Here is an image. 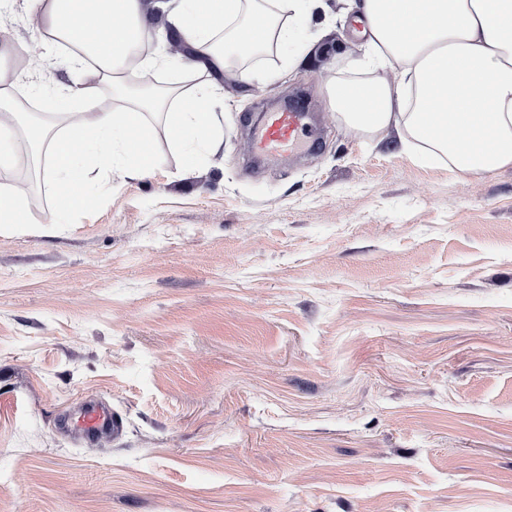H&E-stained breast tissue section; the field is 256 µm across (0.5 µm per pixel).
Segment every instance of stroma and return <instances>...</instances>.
Here are the masks:
<instances>
[{
	"instance_id": "35a3bbf8",
	"label": "stroma",
	"mask_w": 512,
	"mask_h": 512,
	"mask_svg": "<svg viewBox=\"0 0 512 512\" xmlns=\"http://www.w3.org/2000/svg\"><path fill=\"white\" fill-rule=\"evenodd\" d=\"M292 62H227L217 153L155 119L144 178L56 223L40 155L0 231V512H512V166L351 129L344 0ZM317 138L253 166L292 98ZM105 402L122 428L76 421Z\"/></svg>"
}]
</instances>
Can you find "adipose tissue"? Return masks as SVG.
<instances>
[{"label":"adipose tissue","instance_id":"obj_1","mask_svg":"<svg viewBox=\"0 0 512 512\" xmlns=\"http://www.w3.org/2000/svg\"><path fill=\"white\" fill-rule=\"evenodd\" d=\"M319 2L27 0L31 41L46 46L55 36L78 46L70 67L80 79L28 84L53 108L39 123L23 126L16 112L0 110V167L14 163L20 151H47L62 224L87 206L91 173H151V114L170 115L167 138L186 158L214 154L220 139L204 104L221 88L227 56L298 45ZM349 10L368 35L366 64L399 70L395 85L379 86L371 96L333 84V101L355 129L395 128L425 146L426 159H447L464 173L512 166V0H351ZM150 13L162 22V40L187 46L190 57L136 52ZM186 61L206 73L207 82L191 95L168 88L150 104L108 98L91 104L81 82L91 76L117 85L129 67L149 71Z\"/></svg>","mask_w":512,"mask_h":512}]
</instances>
